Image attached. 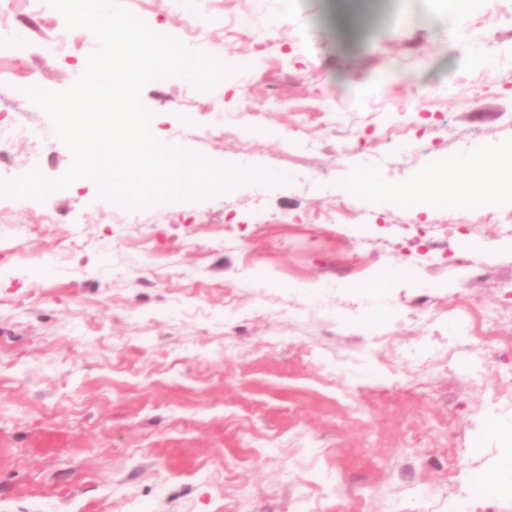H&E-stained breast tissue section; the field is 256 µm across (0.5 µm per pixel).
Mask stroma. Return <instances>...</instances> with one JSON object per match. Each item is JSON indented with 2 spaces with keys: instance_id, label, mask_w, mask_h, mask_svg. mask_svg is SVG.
I'll use <instances>...</instances> for the list:
<instances>
[{
  "instance_id": "obj_1",
  "label": "stroma",
  "mask_w": 512,
  "mask_h": 512,
  "mask_svg": "<svg viewBox=\"0 0 512 512\" xmlns=\"http://www.w3.org/2000/svg\"><path fill=\"white\" fill-rule=\"evenodd\" d=\"M120 3L235 69L207 91L146 84L155 137L291 182L143 210L74 184L0 209V512H512V435L493 428L512 419V196L497 238L431 213L427 252L387 196L466 181L437 155L512 154V0ZM13 7L28 47L0 69L70 86L97 38L56 54L61 14ZM0 107L62 175L46 114ZM360 169L382 193L351 196ZM463 243L482 276L449 267ZM460 295L497 312L499 343L461 335Z\"/></svg>"
}]
</instances>
